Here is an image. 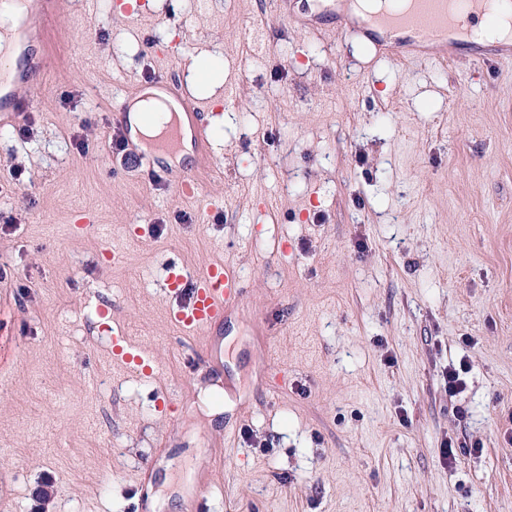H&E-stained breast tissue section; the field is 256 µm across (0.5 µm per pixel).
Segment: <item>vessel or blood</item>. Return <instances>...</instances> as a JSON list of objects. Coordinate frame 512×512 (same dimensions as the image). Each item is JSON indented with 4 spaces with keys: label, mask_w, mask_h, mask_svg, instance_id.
<instances>
[{
    "label": "vessel or blood",
    "mask_w": 512,
    "mask_h": 512,
    "mask_svg": "<svg viewBox=\"0 0 512 512\" xmlns=\"http://www.w3.org/2000/svg\"><path fill=\"white\" fill-rule=\"evenodd\" d=\"M57 0H27V15L19 30L21 39L36 37L43 25L54 14ZM452 13L448 0H405L404 7L396 8L352 25L354 34L368 42H387L392 55L401 60L452 56L449 32ZM46 67L44 57L23 55L13 75L14 85L20 86L30 78L42 74ZM191 132L200 156H207L209 122L203 106L186 107L184 116L167 124L153 153L142 155L147 173L161 168L163 159L175 155L182 144L184 132ZM166 297L172 298L169 317L180 335L194 336L210 332L223 322L229 313L245 305L244 290L231 267L215 263L186 273L177 265L168 267L164 280ZM115 360L142 375L152 373V366L142 351L133 349L125 333L112 339Z\"/></svg>",
    "instance_id": "obj_1"
}]
</instances>
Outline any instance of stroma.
Here are the masks:
<instances>
[{"label":"stroma","mask_w":512,"mask_h":512,"mask_svg":"<svg viewBox=\"0 0 512 512\" xmlns=\"http://www.w3.org/2000/svg\"><path fill=\"white\" fill-rule=\"evenodd\" d=\"M343 3L61 0L0 121V512H195L204 478L210 512H512V63L392 58ZM169 73L211 118L194 199L111 145ZM172 261L235 265L246 309L180 337ZM46 61L43 56L37 57L24 53L13 75L14 86L29 82L33 75H40L45 71ZM113 336L112 354L114 359L142 375L150 376L152 366L150 361L145 358L144 353L141 350L133 349L128 342V337L121 330H118L117 334L114 333Z\"/></svg>","instance_id":"obj_1"}]
</instances>
